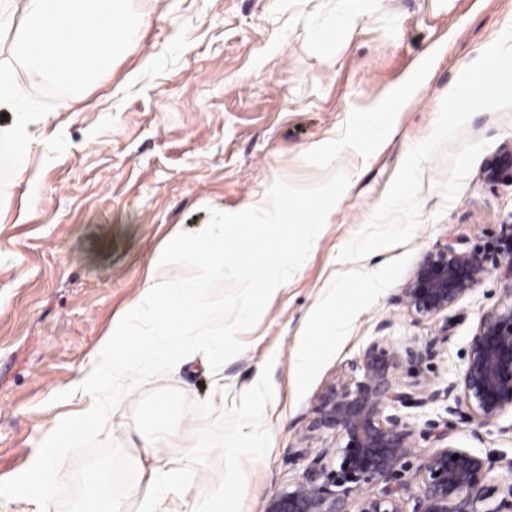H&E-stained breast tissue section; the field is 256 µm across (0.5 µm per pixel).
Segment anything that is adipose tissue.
Instances as JSON below:
<instances>
[{
    "label": "adipose tissue",
    "mask_w": 512,
    "mask_h": 512,
    "mask_svg": "<svg viewBox=\"0 0 512 512\" xmlns=\"http://www.w3.org/2000/svg\"><path fill=\"white\" fill-rule=\"evenodd\" d=\"M140 27V18L123 11L117 0H0V33L10 34L7 53L26 76L20 83L8 67L0 68V111L11 114L5 134L17 156H24L29 148V115L22 106L31 86L48 79L85 83L125 49ZM223 440V432L199 431L195 445L182 449L166 469L149 463L158 440H144L127 459L141 488L137 512H166V492L195 484L198 472L206 466L207 448Z\"/></svg>",
    "instance_id": "ef3b65f1"
}]
</instances>
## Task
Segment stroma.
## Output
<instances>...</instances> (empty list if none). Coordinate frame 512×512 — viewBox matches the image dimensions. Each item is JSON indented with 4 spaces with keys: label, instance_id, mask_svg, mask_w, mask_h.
Masks as SVG:
<instances>
[{
    "label": "stroma",
    "instance_id": "1",
    "mask_svg": "<svg viewBox=\"0 0 512 512\" xmlns=\"http://www.w3.org/2000/svg\"><path fill=\"white\" fill-rule=\"evenodd\" d=\"M126 0L143 17L137 39L87 84L31 88V150L18 159L0 139V480L21 473L79 379L113 317L137 296L151 261L174 232H199L212 211L265 201L279 180L314 186L343 171L350 184L318 242L242 332L244 351L219 372L193 361L134 390L107 435L124 448L133 420L167 434L162 461L198 430L223 426L202 478L209 505L224 485L243 486L236 512H264L270 496L301 478V449L325 387L345 374L388 322L399 350H428L415 379L446 386L465 366L481 315L502 300L487 279L452 309L416 319L392 298L420 254L449 239L476 242L512 214V187L490 190L486 158L512 141V0ZM429 72L404 112L377 115L382 147L356 114L421 65ZM465 95H454L456 86ZM332 302L335 331L316 323ZM317 343L305 382L292 352ZM272 397L254 432L265 443L243 456L240 397L256 374ZM450 442L487 457L496 508L512 480V418L480 427L466 414L427 407Z\"/></svg>",
    "mask_w": 512,
    "mask_h": 512
}]
</instances>
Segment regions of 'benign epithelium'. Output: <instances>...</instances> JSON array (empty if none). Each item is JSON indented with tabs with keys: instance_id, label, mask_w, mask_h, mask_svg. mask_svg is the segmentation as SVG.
<instances>
[{
	"instance_id": "1",
	"label": "benign epithelium",
	"mask_w": 512,
	"mask_h": 512,
	"mask_svg": "<svg viewBox=\"0 0 512 512\" xmlns=\"http://www.w3.org/2000/svg\"><path fill=\"white\" fill-rule=\"evenodd\" d=\"M482 177L487 186H512V142L487 158ZM503 283L504 300L482 314L470 338L462 377L444 387L422 391L398 380L403 364L417 365L423 353L413 347L399 352L382 332L326 386L306 430L332 432L334 448H321L302 478L272 496L265 512H512V483L498 507L485 508L491 489L484 484L486 460L448 441V431L434 422L416 431L404 410L442 403L448 414L466 409L477 426L512 414V224L465 247L461 241L436 243L424 251L413 273L392 301L419 320L453 308L490 275ZM438 443L423 456L414 480L418 493L405 510L401 490L405 460L416 454L417 436ZM458 459H453V455ZM380 487L378 492L367 489ZM356 510H350L351 506Z\"/></svg>"
}]
</instances>
